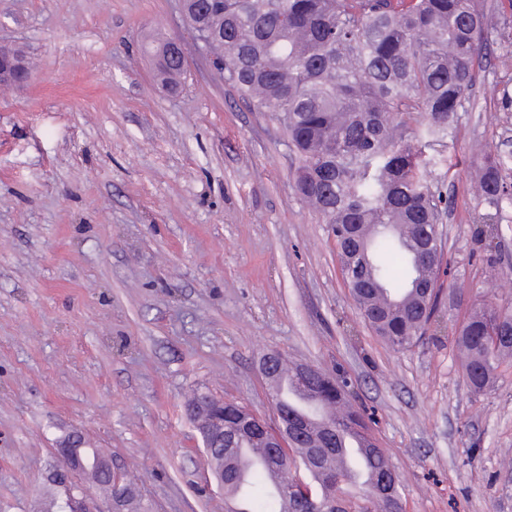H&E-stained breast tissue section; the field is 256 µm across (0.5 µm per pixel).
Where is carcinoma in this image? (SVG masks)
Wrapping results in <instances>:
<instances>
[{
  "mask_svg": "<svg viewBox=\"0 0 512 512\" xmlns=\"http://www.w3.org/2000/svg\"><path fill=\"white\" fill-rule=\"evenodd\" d=\"M190 33L222 64L224 82L272 112L299 157L296 187L332 225L344 281L364 323L395 351L420 343L439 323L445 259L443 184L429 179L426 151L443 146L482 64L489 14L484 0H187ZM185 50L159 63L171 91L180 87ZM512 153L476 161V196L484 205L475 235L484 260L495 261L503 204L512 182L503 171ZM500 334L490 347V327ZM464 380L475 394L494 387L512 360V302L484 298L455 330ZM298 365L278 358L273 379L303 399L271 390L276 428L248 427L255 413L224 402V447L211 450L224 467V495L238 493L243 512H403L398 474L348 386L320 368L298 387ZM340 406L335 414L331 408ZM188 419L207 420L192 393ZM361 443L350 455L348 439ZM264 448L285 474L270 484L266 467L241 481V457ZM303 470L304 491H289L290 467ZM369 475L353 481L352 470ZM126 512L132 483L116 491Z\"/></svg>",
  "mask_w": 512,
  "mask_h": 512,
  "instance_id": "carcinoma-1",
  "label": "carcinoma"
}]
</instances>
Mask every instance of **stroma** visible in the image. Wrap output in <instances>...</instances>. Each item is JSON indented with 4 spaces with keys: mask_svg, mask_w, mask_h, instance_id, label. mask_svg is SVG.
Instances as JSON below:
<instances>
[{
    "mask_svg": "<svg viewBox=\"0 0 512 512\" xmlns=\"http://www.w3.org/2000/svg\"><path fill=\"white\" fill-rule=\"evenodd\" d=\"M486 5L491 63L432 172L461 300L397 352L360 319L274 115L191 44L180 92L162 87L141 47L187 36L178 0H0V45L33 71L0 89V512H32L70 435L149 512H226L183 402L271 416L270 351L350 385L406 512H512V365L473 395L453 343L480 295L512 298V207L495 265L473 235L474 161L512 140V0Z\"/></svg>",
    "mask_w": 512,
    "mask_h": 512,
    "instance_id": "stroma-1",
    "label": "stroma"
}]
</instances>
